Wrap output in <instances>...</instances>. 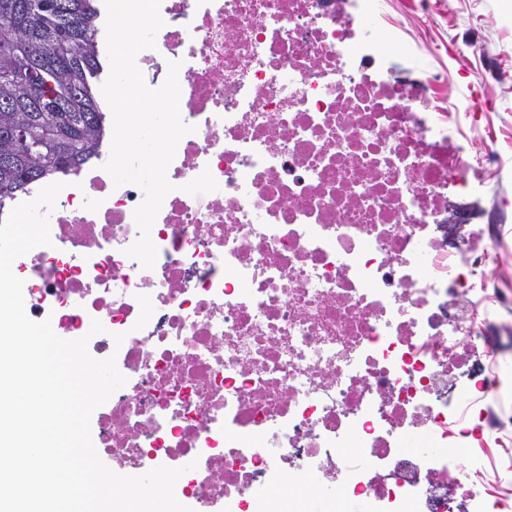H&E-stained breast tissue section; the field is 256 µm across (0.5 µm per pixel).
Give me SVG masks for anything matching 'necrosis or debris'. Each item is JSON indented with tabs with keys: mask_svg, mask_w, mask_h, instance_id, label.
Returning a JSON list of instances; mask_svg holds the SVG:
<instances>
[{
	"mask_svg": "<svg viewBox=\"0 0 512 512\" xmlns=\"http://www.w3.org/2000/svg\"><path fill=\"white\" fill-rule=\"evenodd\" d=\"M345 2L161 0L139 68L156 88L179 62L194 131L167 169L155 264L126 254L143 192L114 185L101 151L60 177L52 243L16 270L25 308L57 304L58 334L103 325L93 356L127 382L100 450L121 475L196 460L178 491L198 512H512V476L483 482L441 452L512 447L466 429L512 274L488 278L500 254L471 248L448 193L497 167V135L458 157L429 105L440 76L386 70L376 6L357 32ZM206 170L217 190L184 192ZM410 435L421 450L401 452Z\"/></svg>",
	"mask_w": 512,
	"mask_h": 512,
	"instance_id": "obj_1",
	"label": "necrosis or debris"
}]
</instances>
